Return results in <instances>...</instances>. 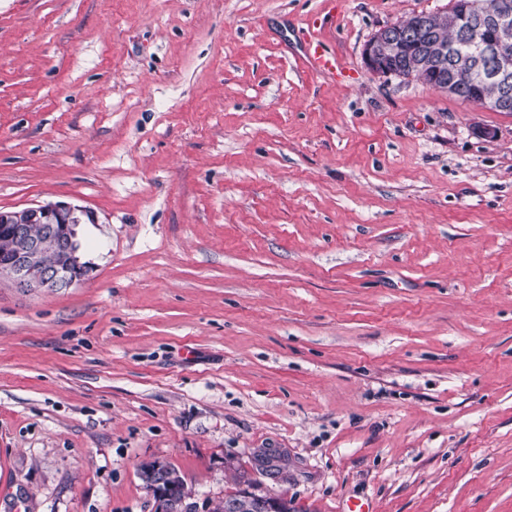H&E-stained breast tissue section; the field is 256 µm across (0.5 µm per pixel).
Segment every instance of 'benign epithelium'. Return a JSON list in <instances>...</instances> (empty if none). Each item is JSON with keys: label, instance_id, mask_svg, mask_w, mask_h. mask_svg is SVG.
Listing matches in <instances>:
<instances>
[{"label": "benign epithelium", "instance_id": "1", "mask_svg": "<svg viewBox=\"0 0 512 512\" xmlns=\"http://www.w3.org/2000/svg\"><path fill=\"white\" fill-rule=\"evenodd\" d=\"M450 26L457 30L458 41L478 44V53L445 54L438 31L429 23L402 30L392 24L380 28L365 44L363 58L369 70L383 76L398 75L395 60L410 42L421 47L426 60L416 71L431 78L428 87L460 95L464 87L457 72L470 68L480 72L483 80L493 83L497 93L484 105L508 112L512 110V0H499L494 14L480 12L475 0H456ZM95 223L94 214L66 203L39 205L23 210L0 209V237L10 242L9 250L0 253V280L7 278L20 288L35 292L56 291L83 281L89 263L82 261L77 227ZM40 225L33 233L30 225ZM151 489L169 482L165 464L152 461L146 467ZM288 512V503L277 501L268 506L261 499L225 503V512Z\"/></svg>", "mask_w": 512, "mask_h": 512}]
</instances>
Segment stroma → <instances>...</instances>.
Returning <instances> with one entry per match:
<instances>
[{"mask_svg": "<svg viewBox=\"0 0 512 512\" xmlns=\"http://www.w3.org/2000/svg\"><path fill=\"white\" fill-rule=\"evenodd\" d=\"M450 7L0 0V209L97 217L0 282V512H512V112L362 55ZM305 57L308 67L316 72H327L336 74L340 70V63L335 55L329 54L319 44L311 39L305 41ZM241 478L242 479L239 481L238 485H244L246 487L240 488L235 493L226 495L224 497V501H221L213 510L214 512H246L245 510H248L249 512H261L265 511V509L268 507V504H266L261 499H247L244 503H241L239 501H229L244 500L247 497V495H250L252 497L258 496L261 498L275 500L274 498L266 497V495H261L253 491H250L249 489H253L256 487L255 482L249 478H246L245 475H243ZM225 501L229 502H226L224 507ZM267 510L270 512H286L288 511V503L285 501L278 500L277 502L273 503L272 508L268 507Z\"/></svg>", "mask_w": 512, "mask_h": 512, "instance_id": "35a3bbf8", "label": "stroma"}]
</instances>
